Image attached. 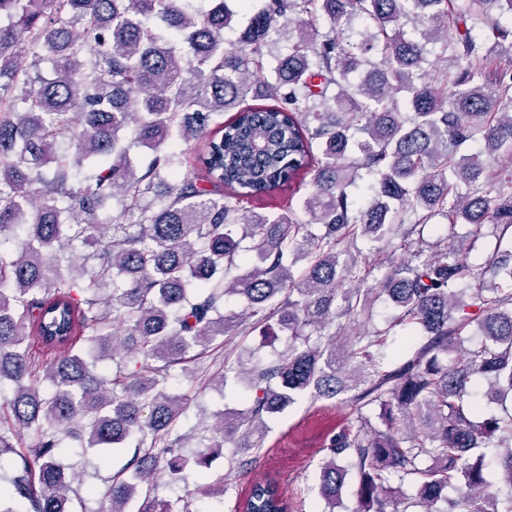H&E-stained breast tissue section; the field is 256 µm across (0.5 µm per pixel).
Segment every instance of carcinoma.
Here are the masks:
<instances>
[{"mask_svg": "<svg viewBox=\"0 0 512 512\" xmlns=\"http://www.w3.org/2000/svg\"><path fill=\"white\" fill-rule=\"evenodd\" d=\"M194 2L0 0V457L17 470L0 512H73L64 434L133 448L98 512H192L191 493L157 484L222 457L206 493L223 496L256 467L241 449L262 448L267 419L307 392L355 414L326 443L322 512L350 476V512H512L496 487H512V174L495 167L512 157V0H258L229 47L230 0ZM199 140L204 177H183L178 145ZM303 172L306 222L240 209ZM488 225L494 245L473 262ZM380 297L395 311L383 327ZM474 323L482 339L465 347ZM246 324L287 337L269 358L225 353L220 383L246 377L249 405L208 435L176 433L170 370L192 377L190 352ZM242 507L282 512L279 484L253 483Z\"/></svg>", "mask_w": 512, "mask_h": 512, "instance_id": "1", "label": "carcinoma"}]
</instances>
